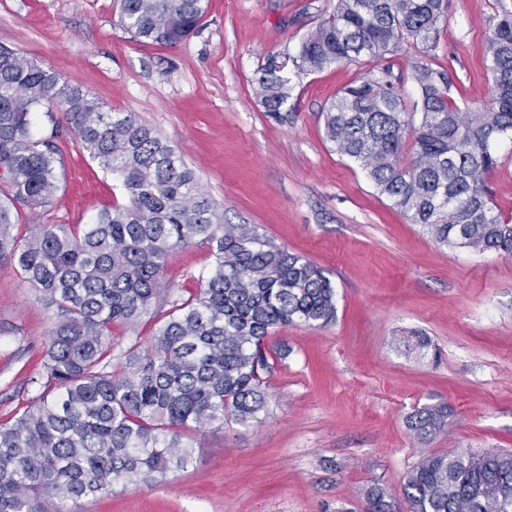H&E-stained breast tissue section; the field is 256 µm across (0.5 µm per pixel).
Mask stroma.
Segmentation results:
<instances>
[{
  "mask_svg": "<svg viewBox=\"0 0 512 512\" xmlns=\"http://www.w3.org/2000/svg\"><path fill=\"white\" fill-rule=\"evenodd\" d=\"M336 0H210L197 30L173 47L139 41L114 0H0V45L55 70L115 112L134 113L189 166L227 224H255L323 268L336 320L293 325L269 343L267 403L250 427L206 429L187 468L165 482L67 502L68 512H364L384 491L408 512L403 486L423 457L512 452V255L437 243L326 141L322 113L367 65H334L295 81L281 116L256 95L267 57L295 51ZM512 0H449L436 53L453 90L486 106L488 37ZM34 137H52L60 187L24 224H90L126 197L80 150L66 124L36 112ZM486 177L512 212V142ZM212 257L176 249L174 297L200 287ZM54 319L0 259V422L32 396L43 336ZM427 348H418V340ZM447 404L449 430L423 442L415 409Z\"/></svg>",
  "mask_w": 512,
  "mask_h": 512,
  "instance_id": "1",
  "label": "stroma"
}]
</instances>
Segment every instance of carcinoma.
I'll return each mask as SVG.
<instances>
[{
	"instance_id": "obj_1",
	"label": "carcinoma",
	"mask_w": 512,
	"mask_h": 512,
	"mask_svg": "<svg viewBox=\"0 0 512 512\" xmlns=\"http://www.w3.org/2000/svg\"><path fill=\"white\" fill-rule=\"evenodd\" d=\"M120 21L142 42L174 46L196 29L209 0H117ZM448 0H337L295 54L259 68L266 111L288 103L292 76L362 60L377 72L344 88L323 112L334 151L358 163L378 192L437 242L512 254V216L493 201L486 175L496 145L512 140V11L502 10L484 65L493 98L472 112L432 68ZM420 55L404 100L386 55ZM63 107L77 146L122 186L128 203L91 224H36L15 232L20 209L49 205L58 190L57 151L31 134L32 113ZM0 258L56 309L44 336L45 373L14 422L0 423V512H42L157 483L186 468L185 431L259 421L267 342L294 323L336 319V291L323 269L276 245L254 224H219L195 172L132 113L112 112L79 85L0 46ZM208 245L211 266L186 299L165 287L173 250ZM160 326L146 350L112 354V327ZM448 407L407 419L426 441L448 427ZM409 512H512V453L423 457L407 474ZM368 512H392L367 493Z\"/></svg>"
}]
</instances>
